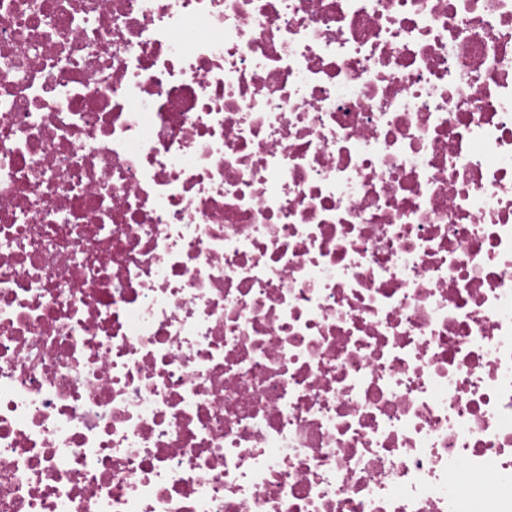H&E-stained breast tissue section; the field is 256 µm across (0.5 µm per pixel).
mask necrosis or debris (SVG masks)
<instances>
[{"mask_svg": "<svg viewBox=\"0 0 512 512\" xmlns=\"http://www.w3.org/2000/svg\"><path fill=\"white\" fill-rule=\"evenodd\" d=\"M0 512H512V0H0Z\"/></svg>", "mask_w": 512, "mask_h": 512, "instance_id": "obj_1", "label": "necrosis or debris"}]
</instances>
